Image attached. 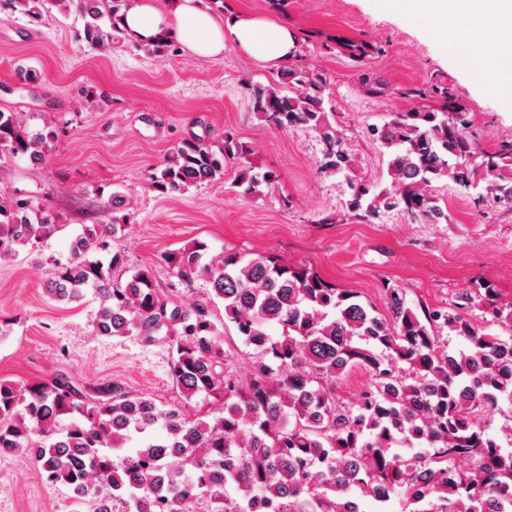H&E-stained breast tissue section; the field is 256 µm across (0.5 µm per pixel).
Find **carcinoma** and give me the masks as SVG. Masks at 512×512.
<instances>
[{"label": "carcinoma", "instance_id": "obj_1", "mask_svg": "<svg viewBox=\"0 0 512 512\" xmlns=\"http://www.w3.org/2000/svg\"><path fill=\"white\" fill-rule=\"evenodd\" d=\"M130 0H0L39 22L52 8L82 15L80 39L92 49L125 38ZM110 22V31L101 26ZM286 87L254 90L257 111L277 129L305 126L323 143L324 167L348 174L350 156L328 120L327 80L298 66ZM422 103L396 112L379 139L392 188L351 186L352 216L371 224L396 210L415 222L439 224L448 213L429 195L448 179L512 207V141L495 150L468 135L467 113L446 85L409 89ZM440 99L437 107L427 97ZM56 140L51 127L30 134L20 116L0 109V160L26 155L40 167ZM248 148L226 132L212 145L182 140L149 175L150 186L173 195L224 176V160L244 164L234 179L242 196L275 181L246 160ZM120 217L83 228L70 257L57 262L49 294L76 301L92 288L100 298V336L151 337L175 330L169 377L182 401L160 408L146 394L118 386L92 395L64 377L19 386L0 379V455L23 452L50 486L71 488L80 501L106 498L112 512H512V449L482 419L503 414L512 436V336L486 332L469 317V297L445 309L415 311L399 288L386 286L385 307L337 288L272 256L223 252L202 263L196 242L165 255L176 277H202L207 299L183 310L160 293L147 271L126 283L112 279L124 265L110 241L125 230ZM58 218L21 200L0 197V259L40 249L60 228ZM108 259H93L94 253ZM485 288V313L512 331L508 313ZM256 352L246 380L229 368L224 332L210 303ZM463 340L449 352L443 331ZM355 370L370 377L353 403L336 382ZM218 402L220 407L210 408ZM138 449L120 451L133 440ZM405 448L407 456L399 452ZM470 467L456 470L458 457ZM358 499L352 510L350 497Z\"/></svg>", "mask_w": 512, "mask_h": 512}]
</instances>
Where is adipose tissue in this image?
Listing matches in <instances>:
<instances>
[{
  "label": "adipose tissue",
  "instance_id": "obj_1",
  "mask_svg": "<svg viewBox=\"0 0 512 512\" xmlns=\"http://www.w3.org/2000/svg\"><path fill=\"white\" fill-rule=\"evenodd\" d=\"M390 10H400L433 25L453 23L456 45L479 58L481 77L496 94L512 96V0H495L486 12L480 0H385ZM128 35L150 41L165 35L176 39L193 55L215 58L234 48L263 67L280 70L295 55L296 35L288 25L264 16L215 14L205 0H175L165 10L156 0H133L126 12Z\"/></svg>",
  "mask_w": 512,
  "mask_h": 512
}]
</instances>
